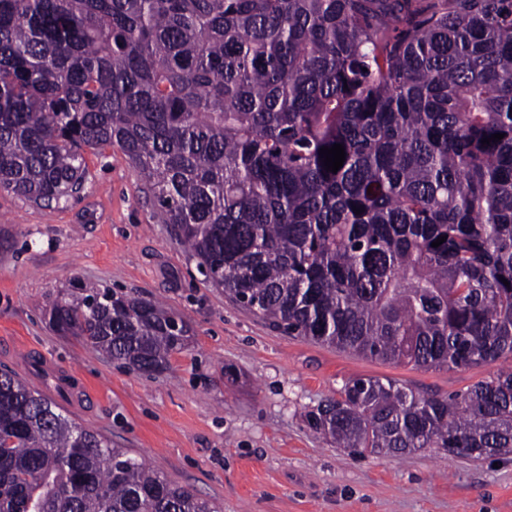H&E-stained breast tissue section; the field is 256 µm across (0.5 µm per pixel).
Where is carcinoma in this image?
<instances>
[{"label": "carcinoma", "mask_w": 512, "mask_h": 512, "mask_svg": "<svg viewBox=\"0 0 512 512\" xmlns=\"http://www.w3.org/2000/svg\"><path fill=\"white\" fill-rule=\"evenodd\" d=\"M105 146L199 272L288 335L420 368L512 358V0H0V189L66 202ZM49 320L146 373L190 339L96 286ZM306 421L478 461L512 452V369L448 397L354 379ZM0 512L219 510L1 372Z\"/></svg>", "instance_id": "cac0c4a2"}]
</instances>
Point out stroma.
I'll return each instance as SVG.
<instances>
[{
	"label": "stroma",
	"mask_w": 512,
	"mask_h": 512,
	"mask_svg": "<svg viewBox=\"0 0 512 512\" xmlns=\"http://www.w3.org/2000/svg\"><path fill=\"white\" fill-rule=\"evenodd\" d=\"M85 161L81 191L59 205L0 190V371L223 512H512V454L379 457L305 421L355 378L445 397L507 360L417 368L286 335L203 280L118 148ZM85 283L161 301L190 325L189 346L149 374L59 335L44 312Z\"/></svg>",
	"instance_id": "1"
}]
</instances>
